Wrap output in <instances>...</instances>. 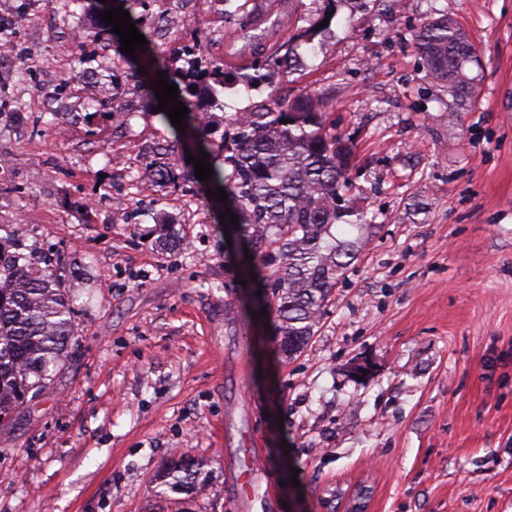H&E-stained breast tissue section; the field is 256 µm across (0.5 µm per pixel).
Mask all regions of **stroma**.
I'll list each match as a JSON object with an SVG mask.
<instances>
[{"label":"stroma","mask_w":512,"mask_h":512,"mask_svg":"<svg viewBox=\"0 0 512 512\" xmlns=\"http://www.w3.org/2000/svg\"><path fill=\"white\" fill-rule=\"evenodd\" d=\"M319 0H250L288 31ZM100 0H0V227L52 247L75 270L73 361L0 426V512H177L154 476L173 455L206 461L193 512H237L228 472L254 443L264 476L249 512H323L370 492L367 512H512V0H338L301 62L224 115L271 92L317 90L356 155L352 175L378 229L288 360L237 248L194 200L186 149L155 114L119 36L100 45ZM448 16L480 59L464 109L429 78L416 28ZM226 55L238 21L212 0L156 52L201 32ZM121 86L120 111L83 76ZM177 184L148 178L146 163ZM181 239L157 246L165 225ZM298 485H290V477Z\"/></svg>","instance_id":"1"}]
</instances>
